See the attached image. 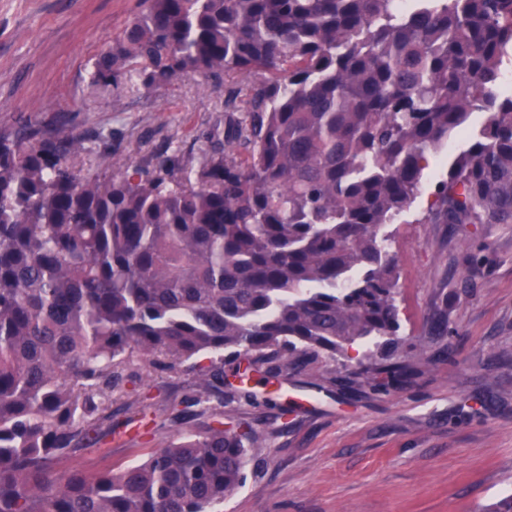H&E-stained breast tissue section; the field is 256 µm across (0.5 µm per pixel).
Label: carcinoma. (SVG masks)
<instances>
[{"mask_svg":"<svg viewBox=\"0 0 512 512\" xmlns=\"http://www.w3.org/2000/svg\"><path fill=\"white\" fill-rule=\"evenodd\" d=\"M141 2L94 90L261 78L227 91L243 117L188 164L162 151L107 177L77 167L62 127L0 134V512H216L242 487L261 436L222 421L205 371L170 405L175 422L211 413L205 431L117 472L58 466L112 436L115 401L135 420V358L272 377L325 359L405 382L387 228L474 112L426 222L512 224V0Z\"/></svg>","mask_w":512,"mask_h":512,"instance_id":"1","label":"carcinoma"}]
</instances>
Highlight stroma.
I'll list each match as a JSON object with an SVG mask.
<instances>
[{
	"label": "stroma",
	"instance_id": "35a3bbf8",
	"mask_svg": "<svg viewBox=\"0 0 512 512\" xmlns=\"http://www.w3.org/2000/svg\"><path fill=\"white\" fill-rule=\"evenodd\" d=\"M139 9L140 0H0V133L65 126L91 171L105 137L114 170L159 150L188 160L210 149L224 84L183 76L119 97L92 89L95 60ZM429 163L391 227L400 334L421 358L416 374L385 390L320 362L225 395V421L263 440L224 512H489L512 494V224L423 223L448 155ZM201 366L220 384L221 365L205 356L172 370L132 362L125 387L143 395L154 440L128 437L63 466L117 470L203 430L207 416L176 424L169 412Z\"/></svg>",
	"mask_w": 512,
	"mask_h": 512
}]
</instances>
